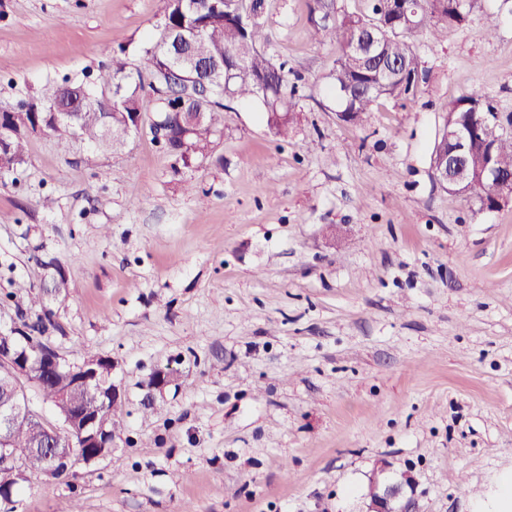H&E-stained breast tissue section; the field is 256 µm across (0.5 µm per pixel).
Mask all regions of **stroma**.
Segmentation results:
<instances>
[{
  "instance_id": "35a3bbf8",
  "label": "stroma",
  "mask_w": 512,
  "mask_h": 512,
  "mask_svg": "<svg viewBox=\"0 0 512 512\" xmlns=\"http://www.w3.org/2000/svg\"><path fill=\"white\" fill-rule=\"evenodd\" d=\"M164 6L0 0V109L135 63ZM264 20L300 78L287 138L237 103L189 169L145 128L106 154L36 134L0 176V336L28 312L15 282L63 271L41 340L110 357L124 410L110 454L21 484L12 512H365L384 462L418 512H471L512 470V201L450 194L430 165L460 97L512 115V0L413 34L414 91L354 122L307 0Z\"/></svg>"
}]
</instances>
